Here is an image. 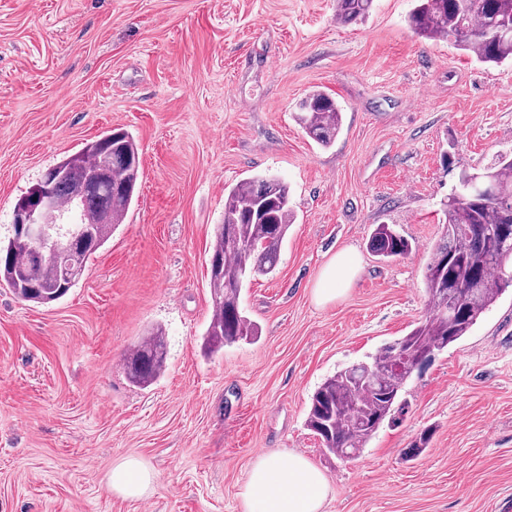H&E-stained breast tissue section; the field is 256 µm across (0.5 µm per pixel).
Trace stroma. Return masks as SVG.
Wrapping results in <instances>:
<instances>
[{
    "label": "stroma",
    "instance_id": "obj_1",
    "mask_svg": "<svg viewBox=\"0 0 512 512\" xmlns=\"http://www.w3.org/2000/svg\"><path fill=\"white\" fill-rule=\"evenodd\" d=\"M414 0H0V242L45 171L103 131L137 139L142 175L123 224L49 305L0 286V512H241L268 451L325 473V512H500L512 501V286L472 331L415 370L405 407L344 462L306 426L336 371L408 333L442 205L462 173L512 153V65H484L410 30ZM322 89L343 129L321 147L294 119ZM287 183L294 222L274 274L242 291L250 342L208 355V259L224 191ZM392 225L412 252L366 248ZM351 250L359 271L328 305L311 290ZM166 367L140 389L125 354L153 328ZM417 459L404 451L424 430ZM134 456L147 496L113 494ZM374 0H336V21L346 26L369 15ZM157 479V473L141 459L125 457L112 466L108 481L112 492L125 499H140Z\"/></svg>",
    "mask_w": 512,
    "mask_h": 512
}]
</instances>
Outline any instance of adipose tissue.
<instances>
[{"instance_id": "ef3b65f1", "label": "adipose tissue", "mask_w": 512, "mask_h": 512, "mask_svg": "<svg viewBox=\"0 0 512 512\" xmlns=\"http://www.w3.org/2000/svg\"><path fill=\"white\" fill-rule=\"evenodd\" d=\"M357 272L358 264L349 252H336L320 272L312 291L314 301L326 305L345 295ZM156 479L151 467L129 456L113 465L108 481L114 494L138 499ZM330 494L326 475L304 455L266 452L250 466L238 496L242 512H324Z\"/></svg>"}]
</instances>
